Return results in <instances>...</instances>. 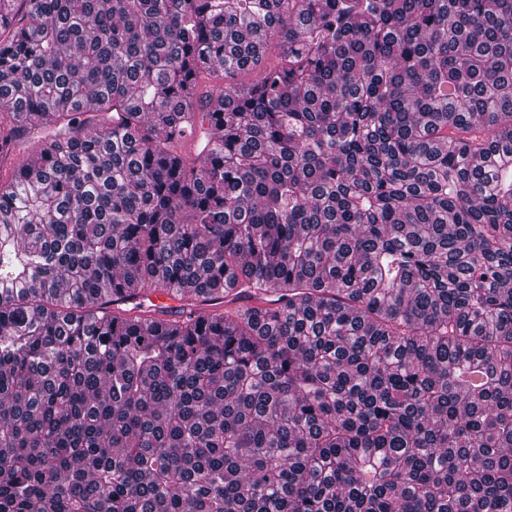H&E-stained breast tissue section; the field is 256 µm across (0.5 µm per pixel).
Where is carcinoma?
Returning a JSON list of instances; mask_svg holds the SVG:
<instances>
[{
  "label": "carcinoma",
  "mask_w": 512,
  "mask_h": 512,
  "mask_svg": "<svg viewBox=\"0 0 512 512\" xmlns=\"http://www.w3.org/2000/svg\"><path fill=\"white\" fill-rule=\"evenodd\" d=\"M0 140V512H512V0H0Z\"/></svg>",
  "instance_id": "obj_1"
}]
</instances>
